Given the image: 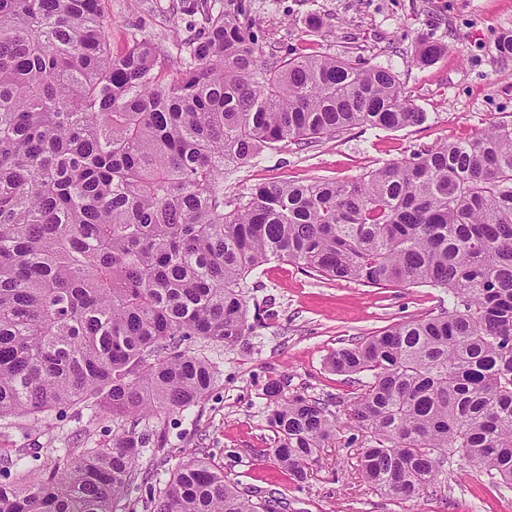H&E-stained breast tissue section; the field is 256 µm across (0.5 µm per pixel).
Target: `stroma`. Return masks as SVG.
Instances as JSON below:
<instances>
[{
    "instance_id": "obj_1",
    "label": "stroma",
    "mask_w": 512,
    "mask_h": 512,
    "mask_svg": "<svg viewBox=\"0 0 512 512\" xmlns=\"http://www.w3.org/2000/svg\"><path fill=\"white\" fill-rule=\"evenodd\" d=\"M173 0H112V49L134 35H152L178 61L190 18ZM263 51H321L392 68L427 114L399 130L359 127L331 140L291 143L264 151L224 177V198L248 197L261 184L310 178L346 182L422 148L473 136L512 120V59H502L497 37L512 32V0H250ZM321 25L310 30L307 21ZM445 53L433 64L413 58L420 43ZM248 312L272 305L275 319L235 347L198 343L196 352L218 368L207 397L167 432L176 458L199 456L224 471L245 492H279L288 512H512V492L498 489L465 457H455L441 489L397 504L359 479L351 435L340 425L334 447L322 449L304 482L262 456L274 435L267 426L265 389L281 381L286 394L304 393L345 415L356 376L327 364L337 348L448 305V294L429 286L372 288L355 281L309 275L273 260L247 278Z\"/></svg>"
}]
</instances>
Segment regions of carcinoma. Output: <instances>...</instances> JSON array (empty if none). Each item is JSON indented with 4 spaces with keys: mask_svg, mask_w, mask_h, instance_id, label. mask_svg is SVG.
<instances>
[{
    "mask_svg": "<svg viewBox=\"0 0 512 512\" xmlns=\"http://www.w3.org/2000/svg\"><path fill=\"white\" fill-rule=\"evenodd\" d=\"M193 0L178 69L147 37L112 52L111 0H0V512H116L167 456L166 423L201 401L216 366L197 340L254 332L246 275L272 259L373 288L448 290L452 306L336 349L365 373L348 420L357 467L409 502L451 458L512 488V123L421 149L349 182L260 185L226 210L224 174L280 143L424 123L393 69L265 55L245 0ZM444 52L422 44L416 61ZM274 446L307 478L336 438L323 400L266 388ZM77 436L50 434L58 407ZM142 430H137L138 425ZM47 436L31 445L33 432ZM153 512H287L192 457Z\"/></svg>",
    "mask_w": 512,
    "mask_h": 512,
    "instance_id": "carcinoma-1",
    "label": "carcinoma"
}]
</instances>
